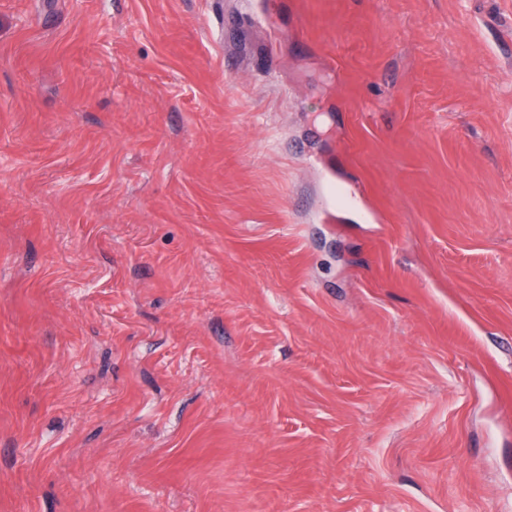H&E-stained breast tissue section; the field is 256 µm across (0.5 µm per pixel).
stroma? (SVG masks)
Listing matches in <instances>:
<instances>
[{"label":"stroma","instance_id":"stroma-1","mask_svg":"<svg viewBox=\"0 0 512 512\" xmlns=\"http://www.w3.org/2000/svg\"><path fill=\"white\" fill-rule=\"evenodd\" d=\"M0 512H512V0H0Z\"/></svg>","mask_w":512,"mask_h":512}]
</instances>
